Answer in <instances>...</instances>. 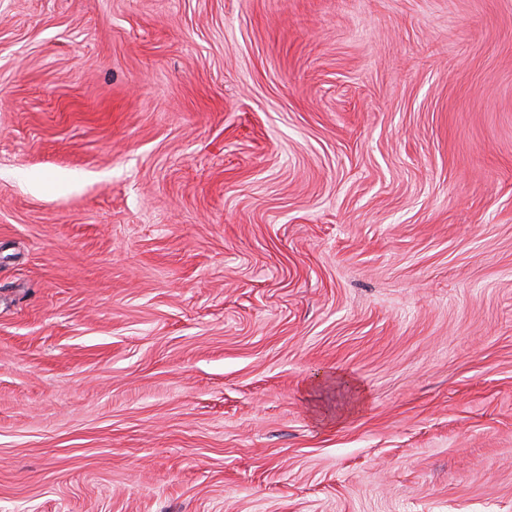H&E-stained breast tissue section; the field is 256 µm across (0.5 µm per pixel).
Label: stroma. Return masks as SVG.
<instances>
[{
  "mask_svg": "<svg viewBox=\"0 0 512 512\" xmlns=\"http://www.w3.org/2000/svg\"><path fill=\"white\" fill-rule=\"evenodd\" d=\"M0 512H512V0H0Z\"/></svg>",
  "mask_w": 512,
  "mask_h": 512,
  "instance_id": "stroma-1",
  "label": "stroma"
}]
</instances>
